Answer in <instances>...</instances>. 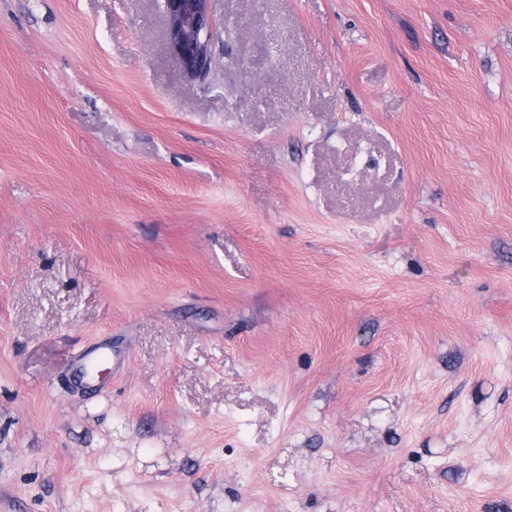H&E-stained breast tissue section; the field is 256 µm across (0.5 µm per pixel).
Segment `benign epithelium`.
<instances>
[{
  "mask_svg": "<svg viewBox=\"0 0 512 512\" xmlns=\"http://www.w3.org/2000/svg\"><path fill=\"white\" fill-rule=\"evenodd\" d=\"M166 41L184 76L194 80L212 69L211 41L216 33L212 0H161Z\"/></svg>",
  "mask_w": 512,
  "mask_h": 512,
  "instance_id": "benign-epithelium-1",
  "label": "benign epithelium"
}]
</instances>
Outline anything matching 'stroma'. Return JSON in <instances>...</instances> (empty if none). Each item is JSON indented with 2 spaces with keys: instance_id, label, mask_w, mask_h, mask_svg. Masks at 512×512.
I'll list each match as a JSON object with an SVG mask.
<instances>
[{
  "instance_id": "obj_1",
  "label": "stroma",
  "mask_w": 512,
  "mask_h": 512,
  "mask_svg": "<svg viewBox=\"0 0 512 512\" xmlns=\"http://www.w3.org/2000/svg\"><path fill=\"white\" fill-rule=\"evenodd\" d=\"M211 7L0 0V512H512V0ZM166 41L184 76L194 80L212 69L211 41L216 33L212 0H161Z\"/></svg>"
}]
</instances>
